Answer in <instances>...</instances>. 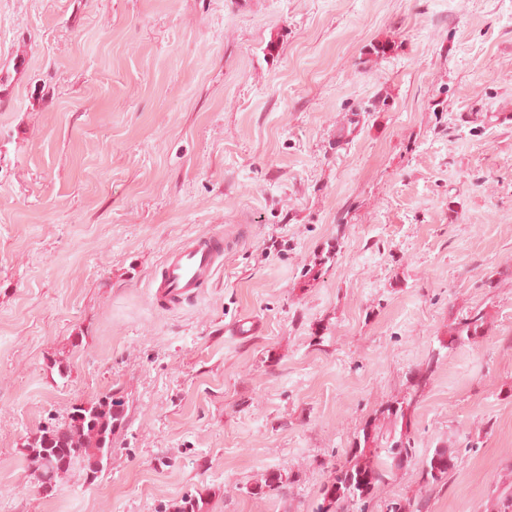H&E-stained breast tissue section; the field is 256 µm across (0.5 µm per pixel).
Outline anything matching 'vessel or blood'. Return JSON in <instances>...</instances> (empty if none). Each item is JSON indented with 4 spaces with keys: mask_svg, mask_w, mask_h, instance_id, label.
Masks as SVG:
<instances>
[{
    "mask_svg": "<svg viewBox=\"0 0 512 512\" xmlns=\"http://www.w3.org/2000/svg\"><path fill=\"white\" fill-rule=\"evenodd\" d=\"M362 122L361 109L345 111L336 126L337 147L348 145ZM242 235V226L231 224L221 231H203L182 239L164 255L151 281L152 304L163 311H176L198 298L223 268Z\"/></svg>",
    "mask_w": 512,
    "mask_h": 512,
    "instance_id": "vessel-or-blood-1",
    "label": "vessel or blood"
}]
</instances>
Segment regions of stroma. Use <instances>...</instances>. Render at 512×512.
Wrapping results in <instances>:
<instances>
[{
  "label": "stroma",
  "instance_id": "35a3bbf8",
  "mask_svg": "<svg viewBox=\"0 0 512 512\" xmlns=\"http://www.w3.org/2000/svg\"><path fill=\"white\" fill-rule=\"evenodd\" d=\"M0 512H316L418 393L416 453L350 512L512 497V0H0ZM365 109L347 148L340 112ZM246 229L174 312L185 236ZM477 336L450 341L467 313ZM241 316L256 336L224 328ZM119 401L101 471L32 475ZM454 463L437 485L434 452ZM119 402L112 399L108 405H103L100 402H90L85 405L76 406L71 412L68 421L62 428L51 430H43L40 435L41 439L46 438L47 446H42L43 442L37 441L32 445L34 448H40L44 452V456L38 455L36 458H29L31 464L36 460L42 461L40 467L41 473L39 479L42 483H51L55 475L62 468L60 463L68 459L67 466L69 470L75 468L81 460L88 462V452L84 445L78 448L74 442V438L89 435L92 432H98L99 446L96 444L94 462L97 465H103L104 460L112 455V424H109L104 432H99L103 424V407H112ZM100 409V411H97ZM40 439V440H41Z\"/></svg>",
  "mask_w": 512,
  "mask_h": 512
}]
</instances>
